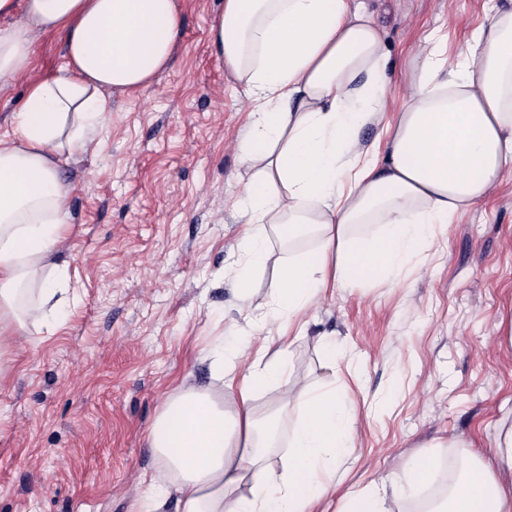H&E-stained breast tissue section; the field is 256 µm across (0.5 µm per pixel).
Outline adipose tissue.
Segmentation results:
<instances>
[{
    "label": "adipose tissue",
    "instance_id": "ef3b65f1",
    "mask_svg": "<svg viewBox=\"0 0 512 512\" xmlns=\"http://www.w3.org/2000/svg\"><path fill=\"white\" fill-rule=\"evenodd\" d=\"M17 13L23 24L12 23ZM486 19L453 51L442 28L425 35L398 98L384 34L362 0H224L212 40L250 102L238 145L252 172L238 201L243 303L271 238L312 237L315 248L284 259L271 290V322L304 335V314L332 288L391 282L416 249L442 252L435 226L512 176V6L494 0ZM181 22V0H0V89L32 68L34 34H62L66 57L30 84L0 138V387L31 350L29 325H51L75 299L57 262L69 227L62 168L102 131L111 96L168 70ZM368 126L378 134L367 144ZM356 224L380 230L356 237ZM286 352L273 339L216 346L212 385L163 395L147 441L165 472L132 512H318L336 496L341 512H400L432 476L433 456L341 492L336 470L358 441L335 390L289 386L275 413L258 417L257 394L288 379ZM294 408L277 468L267 453ZM447 512H512V422L499 421L488 453L470 454Z\"/></svg>",
    "mask_w": 512,
    "mask_h": 512
}]
</instances>
